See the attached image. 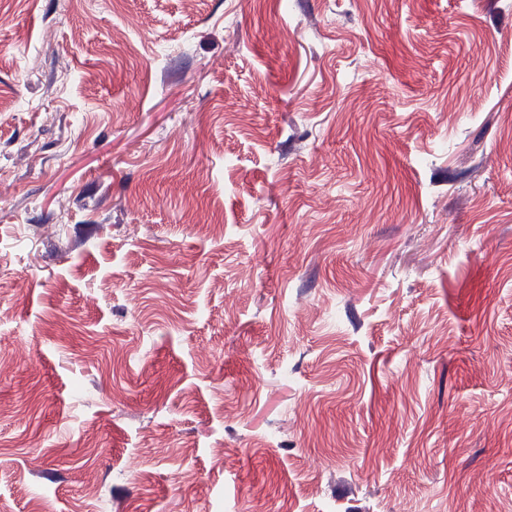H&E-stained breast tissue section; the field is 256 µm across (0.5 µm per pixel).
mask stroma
Segmentation results:
<instances>
[{"mask_svg":"<svg viewBox=\"0 0 512 512\" xmlns=\"http://www.w3.org/2000/svg\"><path fill=\"white\" fill-rule=\"evenodd\" d=\"M0 512H507L512 0H0Z\"/></svg>","mask_w":512,"mask_h":512,"instance_id":"obj_1","label":"stroma"}]
</instances>
